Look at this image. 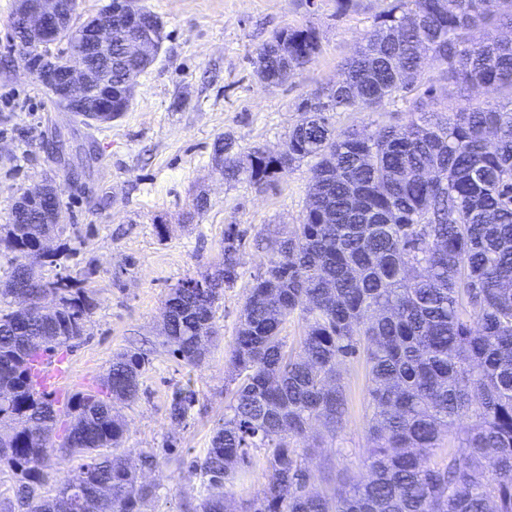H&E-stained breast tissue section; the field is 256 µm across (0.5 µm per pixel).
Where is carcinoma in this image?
<instances>
[{
  "label": "carcinoma",
  "instance_id": "obj_1",
  "mask_svg": "<svg viewBox=\"0 0 512 512\" xmlns=\"http://www.w3.org/2000/svg\"><path fill=\"white\" fill-rule=\"evenodd\" d=\"M10 28L36 64L62 65L72 49L65 35L39 46L15 16ZM159 48L147 41L135 74ZM109 52L102 80L117 97L115 118L134 84L121 43ZM318 53L314 30H280L259 48L254 75L282 84ZM341 67L342 79L303 100L284 154L214 143L229 180L267 185L304 160L315 176L302 221L267 239L268 262L246 292L227 412L194 465L204 487L197 509L227 512L262 448L263 482L242 512H512V0H387ZM474 89L496 103L473 105ZM399 101L411 103L403 123L332 126L335 112L374 115ZM49 233L15 207L0 225L12 253L0 289V424L10 426L0 431V467L17 477L0 512H141L156 486L140 471L158 469L173 447L137 449L138 470L122 452L121 408L138 398L148 358L114 356L103 395L76 391L61 402L31 390L41 356L73 348L96 307L69 278L47 281L26 263ZM240 247L228 226L222 260L166 297V342L188 365L216 338L214 328L197 332L199 320L213 319L236 284ZM291 318L303 332L290 347L282 332ZM360 357L367 476L319 491L309 486V440L338 438L348 408L341 366ZM195 399L190 385L176 388L166 418L184 423ZM74 457L84 460L81 508L72 482L50 472L52 459Z\"/></svg>",
  "mask_w": 512,
  "mask_h": 512
}]
</instances>
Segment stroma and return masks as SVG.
<instances>
[{"label": "stroma", "mask_w": 512, "mask_h": 512, "mask_svg": "<svg viewBox=\"0 0 512 512\" xmlns=\"http://www.w3.org/2000/svg\"><path fill=\"white\" fill-rule=\"evenodd\" d=\"M163 23L154 62L135 82L121 116L85 121L63 111L23 69L10 40L17 0H0V225L16 197L52 178L62 186L69 227L53 245L56 263L41 261L47 279L70 276L92 290L96 308L87 336L66 355L73 390H99L115 353L149 352L140 395L122 413L127 448H159L173 441L182 462L158 470V489L143 512H183L199 501L200 477L190 462L203 455L224 417L228 379L225 353L240 322L245 291L265 267L264 238L300 223L314 171L297 164L258 186L229 181L213 161L218 138L236 152L282 150L299 106L341 77L384 0H353L337 14L336 0H139ZM309 27L319 54L297 77L260 83L252 62L277 31ZM65 149L55 152L56 141ZM204 209H196L198 198ZM244 233L239 278L215 308L219 338L201 366L175 358L161 336L163 303L178 281L220 260L224 230ZM348 414L337 443L313 449L307 461L315 489L328 476L360 479L370 446L364 411L363 361L344 367ZM190 384L196 400L187 420L170 425L165 410L175 386ZM331 470H324V460Z\"/></svg>", "instance_id": "obj_1"}]
</instances>
